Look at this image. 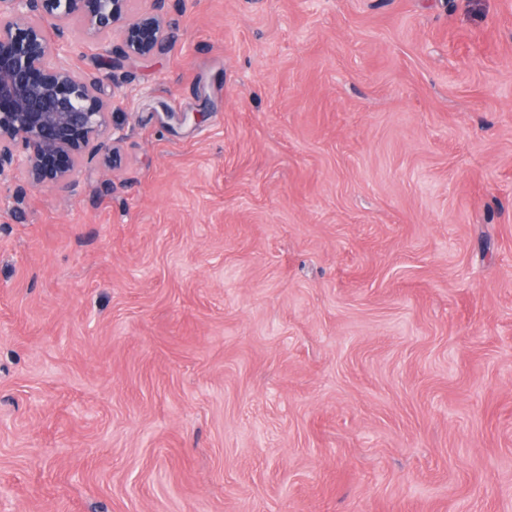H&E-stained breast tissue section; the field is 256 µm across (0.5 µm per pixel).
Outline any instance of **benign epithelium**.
<instances>
[{"mask_svg":"<svg viewBox=\"0 0 512 512\" xmlns=\"http://www.w3.org/2000/svg\"><path fill=\"white\" fill-rule=\"evenodd\" d=\"M132 0H0V181L20 171L34 187L55 189L71 182L90 152L117 158L111 125L116 99L103 81L58 60L69 22L105 41L120 29L126 57L160 53L171 38L166 0L132 14ZM58 38L51 44L46 25Z\"/></svg>","mask_w":512,"mask_h":512,"instance_id":"7a95c632","label":"benign epithelium"}]
</instances>
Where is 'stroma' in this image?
Returning <instances> with one entry per match:
<instances>
[{
    "instance_id": "1",
    "label": "stroma",
    "mask_w": 512,
    "mask_h": 512,
    "mask_svg": "<svg viewBox=\"0 0 512 512\" xmlns=\"http://www.w3.org/2000/svg\"><path fill=\"white\" fill-rule=\"evenodd\" d=\"M171 2L0 184V512H512V0Z\"/></svg>"
}]
</instances>
